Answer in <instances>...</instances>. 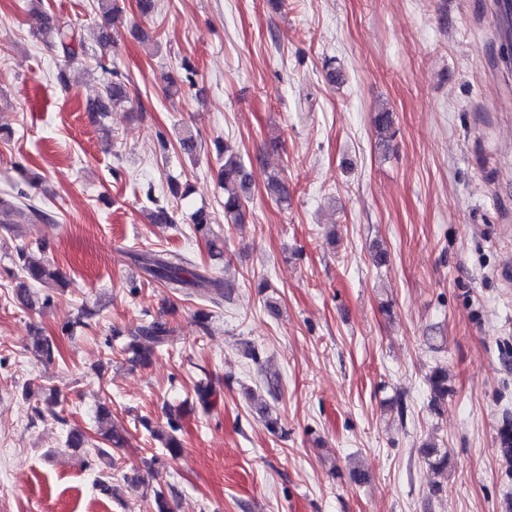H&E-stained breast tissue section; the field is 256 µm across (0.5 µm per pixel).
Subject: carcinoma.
I'll list each match as a JSON object with an SVG mask.
<instances>
[{
    "label": "carcinoma",
    "instance_id": "obj_1",
    "mask_svg": "<svg viewBox=\"0 0 512 512\" xmlns=\"http://www.w3.org/2000/svg\"><path fill=\"white\" fill-rule=\"evenodd\" d=\"M98 15L100 19L101 38L99 46L107 48L110 43V31L116 26L122 8L118 6V0H97ZM42 38L54 48V50L65 61H75L80 57L89 55L90 48L87 46L82 33L72 24L56 19L52 22L44 21L40 30ZM102 71L110 75L106 80L101 96L87 104V111L93 112L96 116L103 118L113 108L123 107L132 103L126 85L118 72L109 69L105 64H100ZM393 124L392 113L384 110L375 117V129L378 143L385 147L388 139L391 138ZM177 142L181 150L191 156L198 148L196 136L187 128L181 130ZM216 153L224 156V165L221 175L224 180V218L226 221L235 223L244 216V188L246 173L240 157L235 154H227V148L221 146L220 141H215ZM268 194L276 203L288 204L290 192L288 183L279 174H273L269 179ZM153 207L150 208V221L153 224L175 223V212L164 203L158 200H151ZM26 217L33 222H49L52 215L43 208L30 203L29 194L22 188H17L13 201L8 202L0 197V229L7 234L15 231L14 218ZM214 223L213 215L206 210H198L193 215V230L209 238V246L212 257L224 258V241L220 238L210 237V224ZM131 260L137 265L149 279L162 283L165 287L187 296L197 295L212 304L219 305L221 302L230 299L226 288L230 287L227 282L210 277L199 272L192 261L185 255L173 251L157 250H134L129 253ZM15 271L11 277L15 280L14 294L17 301L24 307H31L35 303V292L33 288L43 286L50 288L53 285L62 283L60 272L52 265L31 260L28 252L21 248L17 251L14 262ZM173 341V330L167 322L161 319H152L139 325L134 331L128 334L127 342L122 346V353L130 366L147 367L152 364L156 354L163 347ZM27 349L42 363H51L59 355L57 344L54 340L34 329L28 337ZM432 402L439 406L448 398L450 387L448 386V369L442 365H436L427 377ZM195 402L202 410H209L212 404L214 391L211 386L203 382L196 385ZM95 423L97 432L107 442L103 448L96 443H90L89 437L76 430L68 434L66 445L69 448H82L91 445L100 458H111L109 449L122 448L127 438L119 433L112 426V410L108 403L104 402L97 406L95 412ZM181 430V419L173 414L167 419V426L161 430L152 431V435L161 442L163 449L172 457L179 456L183 446L177 433ZM424 457L437 473L448 468V457L442 454L438 448L429 445L423 449Z\"/></svg>",
    "mask_w": 512,
    "mask_h": 512
}]
</instances>
